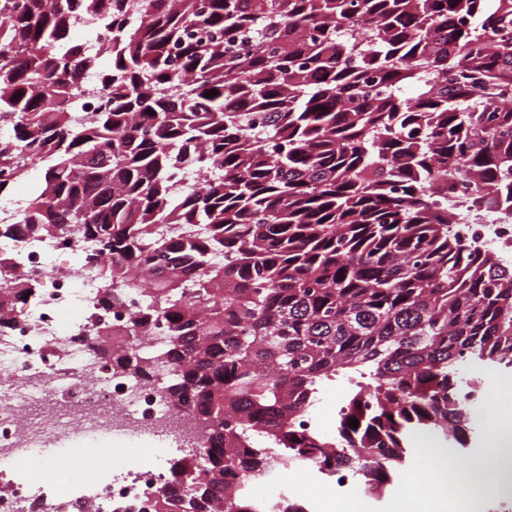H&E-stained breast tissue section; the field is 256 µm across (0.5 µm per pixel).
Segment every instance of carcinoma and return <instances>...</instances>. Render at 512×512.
Here are the masks:
<instances>
[{
  "instance_id": "1",
  "label": "carcinoma",
  "mask_w": 512,
  "mask_h": 512,
  "mask_svg": "<svg viewBox=\"0 0 512 512\" xmlns=\"http://www.w3.org/2000/svg\"><path fill=\"white\" fill-rule=\"evenodd\" d=\"M496 2L0 0V194L42 163L23 225L105 243L102 307L151 294L133 335L161 330L156 355H101L178 369L168 399L196 401L212 447L174 466L191 496L257 512L224 476L271 475L275 451L383 498L419 439L474 446L471 397L512 371V263L463 244L449 202L465 184L477 211L512 206V0ZM88 20L104 69L69 39ZM188 170L207 177L185 188ZM31 292L15 280L0 311ZM336 383L326 435L313 410Z\"/></svg>"
}]
</instances>
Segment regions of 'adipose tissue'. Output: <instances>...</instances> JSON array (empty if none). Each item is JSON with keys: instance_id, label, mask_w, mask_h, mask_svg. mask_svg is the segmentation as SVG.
Listing matches in <instances>:
<instances>
[{"instance_id": "ef3b65f1", "label": "adipose tissue", "mask_w": 512, "mask_h": 512, "mask_svg": "<svg viewBox=\"0 0 512 512\" xmlns=\"http://www.w3.org/2000/svg\"><path fill=\"white\" fill-rule=\"evenodd\" d=\"M467 469L483 482L487 497L512 495V416L491 422L484 453L469 461Z\"/></svg>"}]
</instances>
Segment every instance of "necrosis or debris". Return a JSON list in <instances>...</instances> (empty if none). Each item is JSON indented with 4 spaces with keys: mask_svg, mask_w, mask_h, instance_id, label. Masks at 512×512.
I'll return each instance as SVG.
<instances>
[{
    "mask_svg": "<svg viewBox=\"0 0 512 512\" xmlns=\"http://www.w3.org/2000/svg\"><path fill=\"white\" fill-rule=\"evenodd\" d=\"M26 209L21 197L0 204V288L18 277L37 285L0 329V459L13 463L0 471V512H213L209 503L194 510L187 490H170L164 457L88 479L97 457L76 456L65 462L72 475L65 488L47 478L53 462L37 449L76 429L148 435L193 455L206 442L195 403L174 406L165 398L172 368L142 378L100 356L106 344L136 354L160 348L158 333H127L144 294L129 290L112 309L96 312L107 289L91 263L100 243L75 232L9 234ZM457 218L465 245L512 261V213L461 206Z\"/></svg>",
    "mask_w": 512,
    "mask_h": 512,
    "instance_id": "1",
    "label": "necrosis or debris"
}]
</instances>
